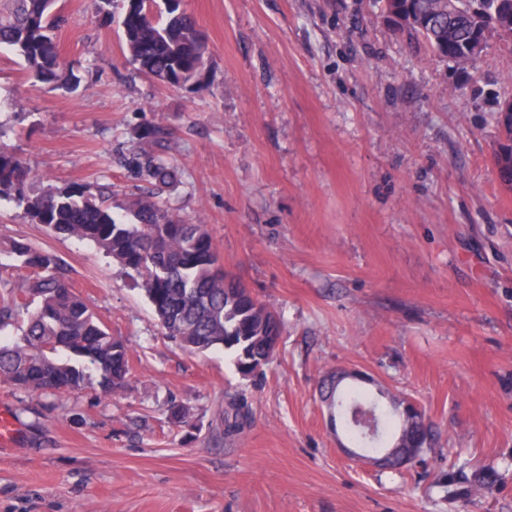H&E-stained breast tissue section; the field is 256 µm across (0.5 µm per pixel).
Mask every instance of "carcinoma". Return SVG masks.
I'll list each match as a JSON object with an SVG mask.
<instances>
[{
  "label": "carcinoma",
  "instance_id": "obj_1",
  "mask_svg": "<svg viewBox=\"0 0 512 512\" xmlns=\"http://www.w3.org/2000/svg\"><path fill=\"white\" fill-rule=\"evenodd\" d=\"M56 0H0V48L14 51L38 83L73 92L56 30L62 19ZM124 4L121 14L125 51L137 69L168 87H184L204 66L205 36L184 0ZM397 36L425 44L436 57L462 71L495 42H512V0H390L381 11ZM140 146L123 155L129 175L150 186L130 197L129 218L112 212L104 192L85 183L30 195L32 172L17 156L0 151V198L12 200L29 220L52 232L96 243L122 267L136 273L167 336L189 351L222 346L232 352L239 375L253 376L273 356L281 337L276 311L260 302L219 266L205 225L188 222L162 198L178 182L168 160L169 132L158 123L135 131ZM493 162L500 182L512 189V143L500 142ZM11 253L31 270L19 286L0 294V318L25 310L26 298H39L22 328L18 344L0 346V383L26 392H72L97 386L103 393L122 387L130 371L128 348L112 338L108 326L59 274V262L46 251L15 240ZM340 379L331 388L346 434L358 448L383 450L404 429L405 443L417 452L388 463L400 468L432 448L433 424L411 401L390 396L392 408ZM248 420L239 395L224 409V436L240 433Z\"/></svg>",
  "mask_w": 512,
  "mask_h": 512
}]
</instances>
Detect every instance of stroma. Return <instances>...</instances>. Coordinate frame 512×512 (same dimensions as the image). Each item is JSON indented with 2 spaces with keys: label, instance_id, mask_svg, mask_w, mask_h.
Masks as SVG:
<instances>
[{
  "label": "stroma",
  "instance_id": "stroma-1",
  "mask_svg": "<svg viewBox=\"0 0 512 512\" xmlns=\"http://www.w3.org/2000/svg\"><path fill=\"white\" fill-rule=\"evenodd\" d=\"M205 66L182 89L128 63L94 0H58L57 39L83 76L37 85L0 51V148L33 189L97 183L122 213L133 129L162 123L183 219L279 314L251 379L217 348L165 335L142 281L96 245L0 200V283L13 241L53 253L132 356L103 395L0 384L19 435L0 449V512H512V191L495 175L512 47L463 74L396 37L372 0H187ZM360 371L437 424L404 472L352 456L320 395ZM249 421L224 435L228 397ZM187 420H171V405Z\"/></svg>",
  "mask_w": 512,
  "mask_h": 512
}]
</instances>
